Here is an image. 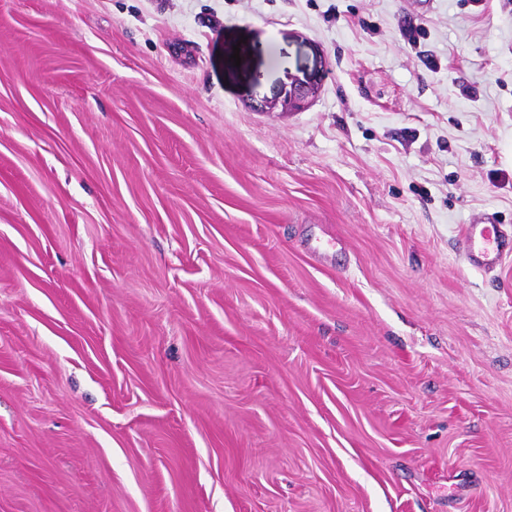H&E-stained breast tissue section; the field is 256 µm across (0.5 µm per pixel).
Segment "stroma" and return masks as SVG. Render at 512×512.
<instances>
[{
    "label": "stroma",
    "mask_w": 512,
    "mask_h": 512,
    "mask_svg": "<svg viewBox=\"0 0 512 512\" xmlns=\"http://www.w3.org/2000/svg\"><path fill=\"white\" fill-rule=\"evenodd\" d=\"M480 215L512 0H0V512H512ZM318 84L309 81L295 80L274 101L267 102L265 108L281 107L283 112H296L304 109L317 96ZM269 104V107H268Z\"/></svg>",
    "instance_id": "obj_1"
}]
</instances>
